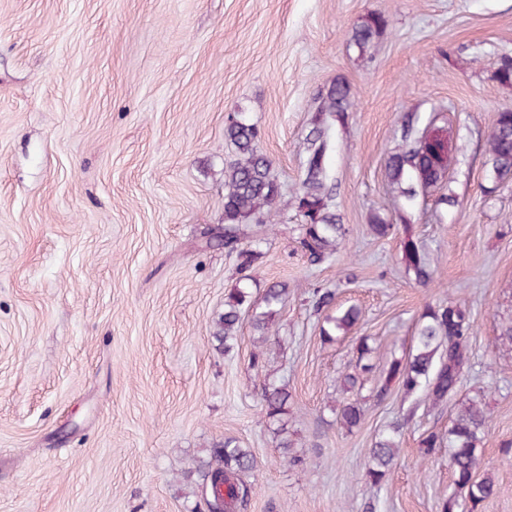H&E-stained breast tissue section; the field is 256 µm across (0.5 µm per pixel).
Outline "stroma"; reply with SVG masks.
Instances as JSON below:
<instances>
[{
    "mask_svg": "<svg viewBox=\"0 0 512 512\" xmlns=\"http://www.w3.org/2000/svg\"><path fill=\"white\" fill-rule=\"evenodd\" d=\"M371 15L386 25L365 47ZM512 56V0H0V512H208L202 485L214 444L234 439L255 469L238 512H443L448 451L422 458L457 407L486 403L477 451L495 493L477 512H512V353L493 348L512 323V185L481 190L485 137L512 108L494 77ZM345 82L351 107L331 126L333 208L348 233L311 265L295 209L278 218L250 271L253 299L285 281L288 298L263 367L250 323L232 352L211 337L240 276L207 246L224 221V139L247 113L285 200L307 157L322 94ZM439 116L460 163L419 198L412 234L438 266L415 283L402 235L374 237L372 215H398L385 163L406 115ZM454 193L451 206L437 194ZM358 306L348 336L324 341L314 289ZM473 320L456 395L340 379L368 337L376 372L413 345L430 304ZM287 385L291 452L262 410L263 382ZM364 418L343 428L337 408ZM406 425L381 484L363 475L375 437Z\"/></svg>",
    "mask_w": 512,
    "mask_h": 512,
    "instance_id": "stroma-1",
    "label": "stroma"
}]
</instances>
